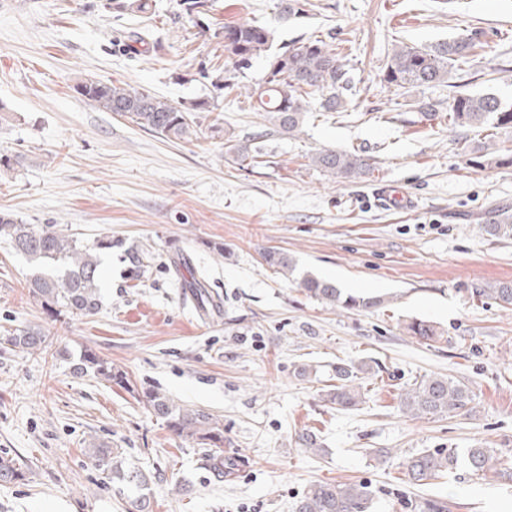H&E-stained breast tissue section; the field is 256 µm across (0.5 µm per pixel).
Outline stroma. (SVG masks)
I'll return each instance as SVG.
<instances>
[{
    "label": "stroma",
    "instance_id": "obj_1",
    "mask_svg": "<svg viewBox=\"0 0 512 512\" xmlns=\"http://www.w3.org/2000/svg\"><path fill=\"white\" fill-rule=\"evenodd\" d=\"M107 0H0V210L54 224L101 255L102 306L77 318L34 299L30 265L0 241V334L29 326L46 350L0 345V456L28 460L25 477L0 482V512H126L87 450L101 444L149 478L150 512H294L315 482L363 481L371 512H512V478L460 468L427 485L404 466L430 448L483 446L512 459V306L477 297L512 282V240L481 226L512 211V167L470 164L483 137L447 123H416L415 105L448 106L455 91L512 101V0H211L199 21L177 0H149L118 14ZM256 20L274 31L273 52L312 38L336 49L350 87L335 112L312 110L303 131L282 134L255 111L245 87L261 82L260 57L224 93L225 23ZM465 34L476 49L454 86L396 88L384 80L393 45L428 48ZM92 78L130 84L176 104L197 101L198 135L172 142L102 111L75 90ZM265 162L241 163L239 149ZM320 149L358 152L370 173L333 179L314 168ZM397 186L409 209L384 207ZM137 251L144 268L131 274ZM268 251L291 256L284 275ZM307 274L344 291L381 296V307L342 311L307 298ZM206 285L201 312L184 282ZM427 320L426 342L405 326ZM89 348L126 374L129 387L72 366ZM364 400L338 410L321 395L340 361H370ZM445 375L466 385L474 409L414 418L399 395ZM155 389L224 425L212 450L176 437L139 402ZM314 434L320 451L298 443ZM390 449L384 464L376 450ZM230 470L217 476L210 456Z\"/></svg>",
    "mask_w": 512,
    "mask_h": 512
}]
</instances>
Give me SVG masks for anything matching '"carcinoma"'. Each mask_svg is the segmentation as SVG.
<instances>
[{
	"mask_svg": "<svg viewBox=\"0 0 512 512\" xmlns=\"http://www.w3.org/2000/svg\"><path fill=\"white\" fill-rule=\"evenodd\" d=\"M109 6L120 14L144 12L149 8L148 0H112ZM214 37L224 40V51L232 59L234 68L243 69L252 59L270 51L273 31L266 25L243 21L224 25V30L214 32ZM474 48L472 39L462 35L429 49L398 46L386 62L385 81L400 88L447 83L460 64L473 55ZM346 86V72L334 50L326 42L314 39L272 55L265 79L250 89L249 97L256 99L257 110L265 113L273 126L292 135L301 132L309 112L306 97L310 93H322L321 111L335 112L342 104ZM76 91L101 110L125 117L140 129L173 142L197 135L193 113L204 110L202 103L176 105L139 87H122L91 78L79 81ZM455 127L492 133L512 129V103L505 104L494 95L459 92L448 106V128ZM470 161L477 166H512V146L491 148L488 143L481 142L474 146ZM311 162L334 179L356 178L371 167L368 160L355 151L333 149L313 153ZM481 230L497 240H512V214L496 215L493 222L481 225ZM1 240L32 265L29 288L40 301L59 307L74 317H89L98 312L101 276L98 251L112 248L111 239L102 238L91 248L54 224H27L3 211L0 212ZM264 260L268 266L285 274L295 268L293 259L285 253L268 251ZM299 286L306 296L342 311L372 309L383 304L379 297L346 294L335 283L312 276L301 278ZM484 295L493 296L506 307L512 306V284L485 288L478 293L480 297ZM406 330L423 341L434 342L439 338L438 329L424 320L411 321ZM46 341L47 336L35 327L0 336V344L30 351L46 348ZM369 370L363 362L336 364V385L327 392V401L343 410L358 406L363 399L359 380ZM73 373L124 383L123 375L112 371V365L90 349L81 351L78 363L73 365ZM472 402L467 386L439 375L422 378L400 395L402 410L414 417L469 411ZM143 403L184 440L216 448L224 443V425L209 412L182 407L154 390L144 392ZM88 454L111 476L118 494H124L127 488L140 489L148 484L146 474L118 466L112 449L94 445L88 449ZM461 464L477 475L490 471L508 472L491 448H468L462 456L451 449H424L408 458L406 471L411 483L423 485ZM26 469L27 463L19 457L0 456L1 482L20 479ZM372 501L373 492L365 482H319L303 492L295 504V512H368Z\"/></svg>",
	"mask_w": 512,
	"mask_h": 512,
	"instance_id": "carcinoma-1",
	"label": "carcinoma"
}]
</instances>
